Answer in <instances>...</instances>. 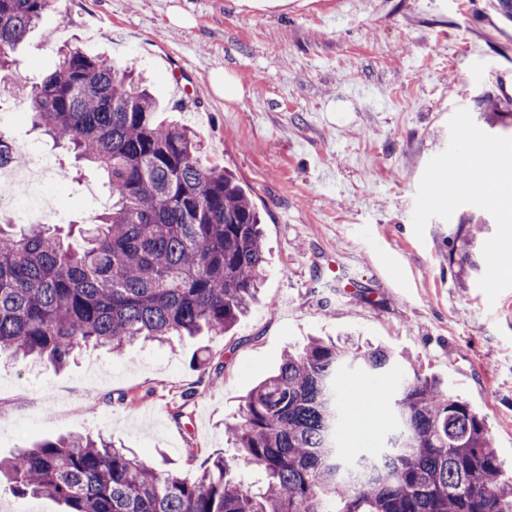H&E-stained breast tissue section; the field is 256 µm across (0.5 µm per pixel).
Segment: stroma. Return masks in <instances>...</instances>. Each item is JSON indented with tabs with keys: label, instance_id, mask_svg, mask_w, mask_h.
Here are the masks:
<instances>
[{
	"label": "stroma",
	"instance_id": "stroma-1",
	"mask_svg": "<svg viewBox=\"0 0 512 512\" xmlns=\"http://www.w3.org/2000/svg\"><path fill=\"white\" fill-rule=\"evenodd\" d=\"M188 17L187 25L172 21ZM78 46L150 82L158 120L190 129L204 164L234 172L264 223L258 301L230 331L137 343L118 357L85 349L66 367L0 359V458L43 440L101 434L192 480L249 391L312 337L385 346L442 379L485 416L512 469V248L502 209L458 173H512V129L478 118L512 79V20L490 0H306L283 13L236 0H60L15 54L6 82L54 70ZM224 71L242 95H217ZM0 129L33 154L72 163L0 88ZM478 154H470L467 142ZM103 173L82 164L42 201L52 223L101 211ZM210 359L193 366L196 354ZM400 372L343 382L341 441L373 448L393 426L382 401Z\"/></svg>",
	"mask_w": 512,
	"mask_h": 512
}]
</instances>
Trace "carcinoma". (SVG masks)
<instances>
[{
	"instance_id": "obj_1",
	"label": "carcinoma",
	"mask_w": 512,
	"mask_h": 512,
	"mask_svg": "<svg viewBox=\"0 0 512 512\" xmlns=\"http://www.w3.org/2000/svg\"><path fill=\"white\" fill-rule=\"evenodd\" d=\"M56 0H0V71ZM33 125L103 170L112 205L79 228L18 232L0 225V354L62 368L74 352L121 356L137 341L229 331L264 272V228L234 174L200 162L189 129L157 121L142 81L79 47L61 50L39 83H14ZM512 114L484 99L491 127ZM21 156L0 130V166ZM400 362L382 346L314 338L284 353L273 375L224 426L263 473L257 488L235 460L210 459L193 480L159 470L99 435L45 440L0 461L15 494L47 496L67 512H512V473L485 417L418 371L387 396L399 422L374 455L342 453L339 376Z\"/></svg>"
}]
</instances>
